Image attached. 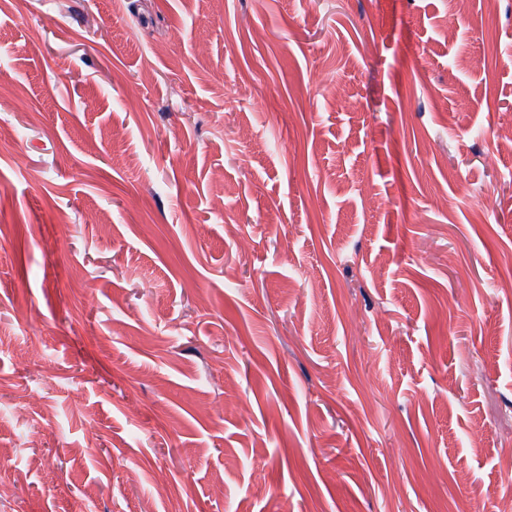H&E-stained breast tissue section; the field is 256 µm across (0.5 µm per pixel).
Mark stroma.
<instances>
[{"label":"stroma","instance_id":"stroma-1","mask_svg":"<svg viewBox=\"0 0 512 512\" xmlns=\"http://www.w3.org/2000/svg\"><path fill=\"white\" fill-rule=\"evenodd\" d=\"M1 83L0 512H497L512 0H0Z\"/></svg>","mask_w":512,"mask_h":512}]
</instances>
